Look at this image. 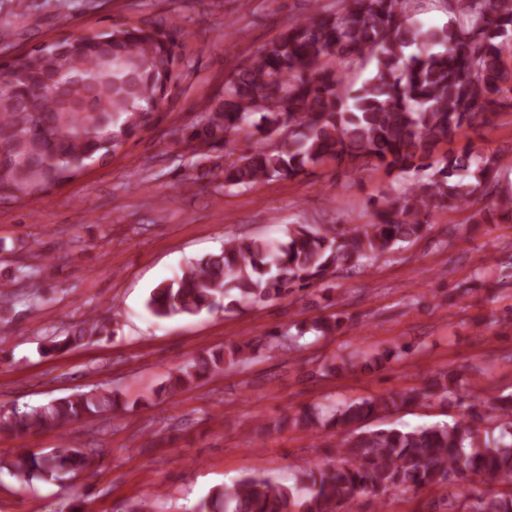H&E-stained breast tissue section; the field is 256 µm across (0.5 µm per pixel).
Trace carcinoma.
<instances>
[{
    "label": "carcinoma",
    "mask_w": 512,
    "mask_h": 512,
    "mask_svg": "<svg viewBox=\"0 0 512 512\" xmlns=\"http://www.w3.org/2000/svg\"><path fill=\"white\" fill-rule=\"evenodd\" d=\"M288 25L248 63L224 80L220 101L187 132L202 149L234 143L252 129L260 145L225 155L224 183L251 187L275 179L313 174L334 164L353 170L371 163L388 175H414L403 197L383 196L375 221L344 230L332 224H291L282 241L230 237L215 253L189 261L173 278L157 284L146 307L158 319L196 316L258 302L285 299L295 290L324 282L369 254L411 243L427 231L439 210L465 209L483 196L496 201L479 211L480 223L512 220V192L499 194L500 170L509 159L466 148L437 152L450 137L493 122L512 107V0H443L448 23L424 28L416 19L423 0H338ZM180 29L129 26L94 34L107 47L91 51L80 66L65 52L52 58L66 94L78 108L63 107L62 94L45 89L22 109L0 107V196L30 194L62 181L103 155L114 153L148 126L164 90L185 77ZM371 65L359 85L346 83L345 69ZM46 60L35 50L16 66L37 74ZM340 319H318L311 330L331 336ZM105 333L98 318L62 339L41 346L53 355ZM250 341L200 355L169 377L168 395L201 383L256 352ZM458 390L457 379L436 375L419 387L336 407H306L273 424L275 429L354 427L336 442L335 461L316 463L286 486L249 475L218 486L195 512H352L357 495L393 488L420 489L449 483L470 471L488 486L460 504L466 512H512V394L495 410L508 418L499 435L475 425L468 413L453 424L413 428H362L369 419ZM122 408L112 390L56 398L29 411L0 413V435L23 436L64 429L87 417ZM19 488L67 474L94 475L89 455L65 443L48 453L23 450L0 461Z\"/></svg>",
    "instance_id": "obj_1"
}]
</instances>
